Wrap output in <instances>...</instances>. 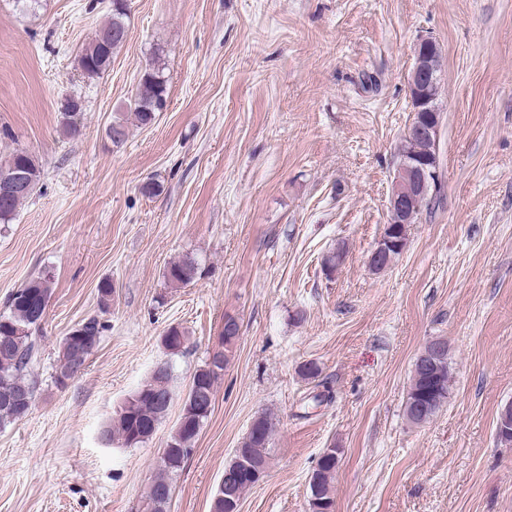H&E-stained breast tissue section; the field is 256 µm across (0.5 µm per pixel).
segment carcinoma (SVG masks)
I'll list each match as a JSON object with an SVG mask.
<instances>
[{
  "label": "carcinoma",
  "mask_w": 512,
  "mask_h": 512,
  "mask_svg": "<svg viewBox=\"0 0 512 512\" xmlns=\"http://www.w3.org/2000/svg\"><path fill=\"white\" fill-rule=\"evenodd\" d=\"M126 0H112V13L100 27L108 33V40L94 38L78 57V67L88 78L105 73L112 64V56L123 46L128 37ZM168 97L167 80L161 59L152 56L139 80L137 91L129 102L130 111L142 126L152 124L156 113L166 106ZM59 112L62 126L70 136L81 131L83 110L73 108V98L61 102ZM107 136L112 145H122L128 136L125 122L120 118L112 120L107 127ZM11 156L23 162L28 168L31 180L39 184L41 168L33 155L24 150H15ZM417 158L430 166L438 167L436 142L404 136L399 149V160ZM27 200L21 198H0V222L8 223L18 207ZM435 197L411 196L406 203L407 223H399V216H390L384 237L386 250L373 257L369 267L380 272L389 267L393 259L404 250L409 224L415 223L411 215L420 209H432ZM197 275L194 258L185 256L170 262L164 278L172 286L187 285ZM52 279L43 275L29 281L24 287L13 292L8 299V312L0 315V427L27 414V407L35 403V383L28 368L37 358L38 346L33 333L39 330L41 322L35 312L37 299L49 303ZM78 339L64 337L59 353V362L54 374V383L59 376L77 377L85 367L89 356L100 343L102 326L95 318H89L75 328ZM188 339L186 331L173 325L162 336V343L171 354L177 355L184 349L181 340ZM236 341L224 339L221 348L212 351L207 360L194 373L192 384L183 403L177 427L166 443L161 465L155 475L150 492L146 496L144 512H167L172 493V477L189 458L196 439L209 418L212 402L219 380L229 362ZM172 366L167 362L158 364L150 380L130 395L120 407L113 425L105 430L110 440H116L127 447L147 442L167 415L169 404L165 398L172 395ZM452 382L450 358H445L437 372L425 364H415L413 376L405 403V415L413 424L424 423L433 417L448 402ZM275 430L273 418L265 413L253 420L246 436L240 442L246 452L248 464L243 465L232 459L224 467V473L236 475L233 483L238 498L258 482L256 472H264L268 465V450ZM338 448L323 450L317 466L309 480V495L316 496L315 512H333V487L339 467Z\"/></svg>",
  "instance_id": "cac0c4a2"
}]
</instances>
